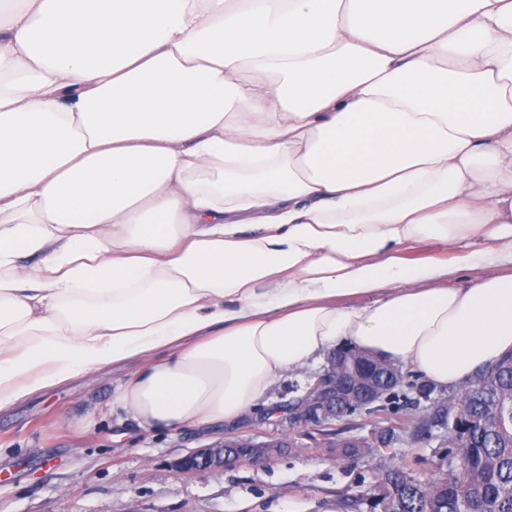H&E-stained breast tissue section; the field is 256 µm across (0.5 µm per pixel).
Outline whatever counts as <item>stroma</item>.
Returning a JSON list of instances; mask_svg holds the SVG:
<instances>
[{"label":"stroma","mask_w":512,"mask_h":512,"mask_svg":"<svg viewBox=\"0 0 512 512\" xmlns=\"http://www.w3.org/2000/svg\"><path fill=\"white\" fill-rule=\"evenodd\" d=\"M326 356L285 373L263 402L236 423L177 432L134 429L112 395L130 366L93 371L33 395L0 414V512H375L373 501L389 465L418 457L412 475L428 484L443 477V430L431 439L401 434L387 461L364 452L342 455L328 433L372 439L390 412L294 429L288 409ZM239 435L273 441L267 458L200 472L177 462L192 451Z\"/></svg>","instance_id":"stroma-1"}]
</instances>
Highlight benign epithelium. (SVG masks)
<instances>
[{
  "instance_id": "benign-epithelium-1",
  "label": "benign epithelium",
  "mask_w": 512,
  "mask_h": 512,
  "mask_svg": "<svg viewBox=\"0 0 512 512\" xmlns=\"http://www.w3.org/2000/svg\"><path fill=\"white\" fill-rule=\"evenodd\" d=\"M341 360L332 356L328 367L313 376L314 382L303 399L289 409L288 421L293 427L339 420L341 413L350 404L366 396L375 399L379 394L375 375L360 376L338 371ZM376 370L383 374V381L393 385L401 381L402 373L397 367L381 360L373 361ZM437 387L428 383L419 397L435 410V420L448 421V402L436 395ZM276 447L270 442H255L251 439L224 438V441L199 448L179 463L183 471H200L222 466L230 460H254L268 456L269 449Z\"/></svg>"
}]
</instances>
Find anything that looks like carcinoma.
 Masks as SVG:
<instances>
[{"label":"carcinoma","instance_id":"cac0c4a2","mask_svg":"<svg viewBox=\"0 0 512 512\" xmlns=\"http://www.w3.org/2000/svg\"><path fill=\"white\" fill-rule=\"evenodd\" d=\"M448 408L457 413L448 433L461 442L441 458L445 476L419 484L410 474L417 457L386 471L377 500L383 512H512V353L471 379L461 397L448 395ZM399 410V430L432 437V411Z\"/></svg>","mask_w":512,"mask_h":512}]
</instances>
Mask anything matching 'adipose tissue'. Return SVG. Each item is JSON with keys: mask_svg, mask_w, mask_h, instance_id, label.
I'll use <instances>...</instances> for the list:
<instances>
[{"mask_svg": "<svg viewBox=\"0 0 512 512\" xmlns=\"http://www.w3.org/2000/svg\"><path fill=\"white\" fill-rule=\"evenodd\" d=\"M345 348L512 351V0H0V410L133 362L140 429L231 422ZM401 255L407 259L434 256L442 263L448 262V264H450L451 258L455 255V253L448 252L447 248H444L435 243H413L404 247L402 249Z\"/></svg>", "mask_w": 512, "mask_h": 512, "instance_id": "ef3b65f1", "label": "adipose tissue"}]
</instances>
